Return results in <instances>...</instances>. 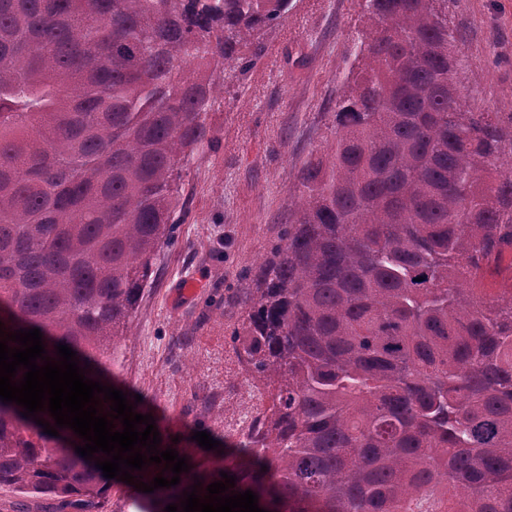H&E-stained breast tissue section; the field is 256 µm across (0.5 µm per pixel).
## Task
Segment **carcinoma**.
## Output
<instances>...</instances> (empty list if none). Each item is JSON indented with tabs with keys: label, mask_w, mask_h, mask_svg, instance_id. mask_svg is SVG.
Wrapping results in <instances>:
<instances>
[{
	"label": "carcinoma",
	"mask_w": 512,
	"mask_h": 512,
	"mask_svg": "<svg viewBox=\"0 0 512 512\" xmlns=\"http://www.w3.org/2000/svg\"><path fill=\"white\" fill-rule=\"evenodd\" d=\"M291 0H0V325L85 377L126 335L224 75ZM336 132L234 331L271 405L197 494L281 512H512V114L459 93L448 0H365ZM422 281H416V278ZM0 402L15 512H93L95 461ZM165 464L132 472L149 483ZM194 485L180 475L164 512Z\"/></svg>",
	"instance_id": "obj_1"
}]
</instances>
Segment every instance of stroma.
<instances>
[{"label": "stroma", "instance_id": "1", "mask_svg": "<svg viewBox=\"0 0 512 512\" xmlns=\"http://www.w3.org/2000/svg\"><path fill=\"white\" fill-rule=\"evenodd\" d=\"M364 0H292L264 51L232 73L207 116L210 147L182 172L183 221L152 259L126 336L106 364L110 386L141 395L167 438L194 432L233 444L230 426L268 394L231 341L259 266L280 243L299 173L336 129L340 81L367 24ZM448 27L471 108L512 113V0H448Z\"/></svg>", "mask_w": 512, "mask_h": 512}]
</instances>
